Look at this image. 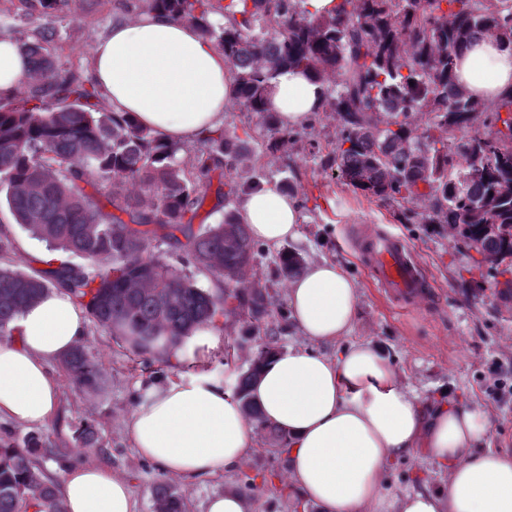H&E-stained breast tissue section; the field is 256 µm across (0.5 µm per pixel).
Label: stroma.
<instances>
[{"mask_svg": "<svg viewBox=\"0 0 512 512\" xmlns=\"http://www.w3.org/2000/svg\"><path fill=\"white\" fill-rule=\"evenodd\" d=\"M128 12L115 8L114 0H67L63 9L43 11L27 0H0V21L5 36L20 39L40 25L54 26L57 38L51 52L58 68L73 71L82 79L91 77V58L96 42L112 24L130 20ZM337 122L324 114L305 130L304 143L289 157L263 160L262 183L282 186L289 181L290 167L301 178L293 196L304 203L301 236L289 250L304 262L329 259L339 264L357 283L358 318L350 341H370L382 347L403 386L414 389L423 401L452 392L467 402L486 408L492 415L487 444L512 448V296L503 297L488 268L473 266L472 251L464 248L446 227L405 223L396 210L356 193L324 170L321 155L336 145ZM320 146L310 153L309 143ZM402 237L413 249L431 284L420 303L400 308L388 301L360 265L356 246L362 225ZM12 242L8 259L22 271L42 269L45 242L32 237L15 221L0 195V234ZM220 348L209 358L198 359L196 373L234 388L242 369L262 344L242 316L228 314L220 321ZM85 343L96 360L102 384L94 393L63 385L54 416L39 431L58 447H72L73 431L83 420L95 422L104 452L83 455L128 479L140 512H151V490L162 479L160 468L134 451L126 433V421L145 397L150 382L170 370L161 363L143 368L126 347L96 326H89ZM258 466L273 469L271 487L249 499L251 512H294L296 497L284 490L288 483L284 457L269 450L265 432H257L248 455ZM240 471L224 477L176 479L187 497L188 512H204V503L224 487L239 485ZM389 495L408 490L436 491L447 482L423 455L392 462L384 477Z\"/></svg>", "mask_w": 512, "mask_h": 512, "instance_id": "1", "label": "stroma"}]
</instances>
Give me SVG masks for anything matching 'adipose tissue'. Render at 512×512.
<instances>
[{
    "label": "adipose tissue",
    "instance_id": "adipose-tissue-1",
    "mask_svg": "<svg viewBox=\"0 0 512 512\" xmlns=\"http://www.w3.org/2000/svg\"><path fill=\"white\" fill-rule=\"evenodd\" d=\"M91 67L113 112L169 143L189 144L222 127L233 100L223 53L192 23L159 11L113 24L95 45ZM28 69L13 39L0 37V93L19 89ZM455 77L474 97L497 99L512 90V45L486 37L464 47ZM323 90L309 73L285 69L267 107L295 128ZM240 218L253 239L271 247L300 236L297 200L272 185L244 195ZM358 300L356 282L336 262L309 264L287 290L304 342L270 356L250 388L264 419L288 438L290 487L319 512H512V452L485 447L489 413L452 398L424 404L380 349L344 344ZM87 323L85 310L59 289L12 322L11 335L0 339V419L42 425L52 417L61 384L49 365L83 341ZM324 345L336 353H321ZM126 430L139 456L178 478L225 475L255 446V427L240 402L203 374L154 383ZM418 451L447 470L445 488L388 496L387 467ZM58 492L67 512H139L128 481L92 463L69 468Z\"/></svg>",
    "mask_w": 512,
    "mask_h": 512
}]
</instances>
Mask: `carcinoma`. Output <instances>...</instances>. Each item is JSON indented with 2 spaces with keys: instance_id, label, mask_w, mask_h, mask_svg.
<instances>
[{
  "instance_id": "carcinoma-1",
  "label": "carcinoma",
  "mask_w": 512,
  "mask_h": 512,
  "mask_svg": "<svg viewBox=\"0 0 512 512\" xmlns=\"http://www.w3.org/2000/svg\"><path fill=\"white\" fill-rule=\"evenodd\" d=\"M302 0H121L127 10H164L193 23L216 43L230 67L234 102L256 117L236 131L219 128L196 147L162 142L132 119L99 109L100 94L55 66L56 31L35 29L21 44L28 57L29 94L0 96V193L16 223L69 260L29 274L6 260L0 244V335L53 288L64 289L92 322L124 341L149 366L224 313L245 318L269 336L280 304L256 275L258 249L239 217L243 196L260 185L253 175L263 156L288 155L295 128L266 108L272 79L300 69L324 85L315 116L336 115L339 137L324 168L382 204L402 207L407 223L443 224L490 264L494 276L512 275V92L495 102L472 97L454 79L458 52L478 37L512 44V0H341L334 14L311 16ZM221 15L218 24L212 16ZM426 118L425 124L417 117ZM223 170L224 217L193 230L212 173ZM101 183L112 211L85 186ZM424 202L419 213L414 206ZM176 246L177 268L151 251L152 242ZM102 260L109 266H99ZM304 260L284 250V278ZM204 268L224 280L217 292L200 288L185 267ZM276 350L260 346L240 373L235 395L255 427L274 440L287 436L267 423L248 389ZM67 381L95 393L101 375L80 343L61 357ZM74 447L56 448L40 433L0 445V512H65L56 483L40 458L67 466L76 453L102 451L95 424L84 420ZM241 492L268 482L265 472L243 474ZM187 497L164 480L155 483L152 512H186Z\"/></svg>"
}]
</instances>
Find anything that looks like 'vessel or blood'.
<instances>
[{
	"label": "vessel or blood",
	"mask_w": 512,
	"mask_h": 512,
	"mask_svg": "<svg viewBox=\"0 0 512 512\" xmlns=\"http://www.w3.org/2000/svg\"><path fill=\"white\" fill-rule=\"evenodd\" d=\"M360 255L373 283L390 300L408 307L423 297L426 283L420 267L399 237L369 236Z\"/></svg>",
	"instance_id": "vessel-or-blood-1"
}]
</instances>
